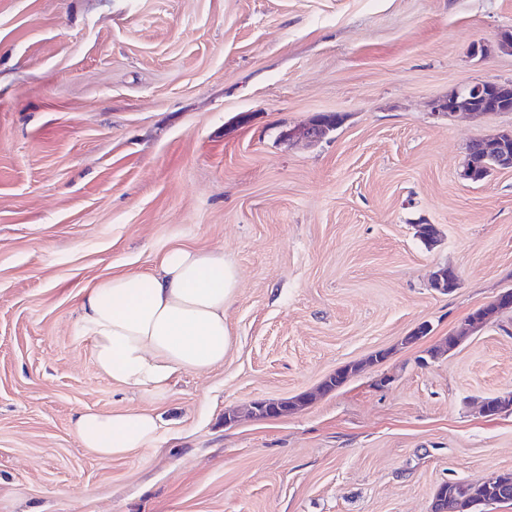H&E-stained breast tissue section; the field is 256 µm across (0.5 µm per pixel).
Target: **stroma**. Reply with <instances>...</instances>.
Here are the masks:
<instances>
[{"label": "stroma", "instance_id": "obj_1", "mask_svg": "<svg viewBox=\"0 0 512 512\" xmlns=\"http://www.w3.org/2000/svg\"><path fill=\"white\" fill-rule=\"evenodd\" d=\"M506 31L512 0H0V512H432L512 472V413L479 411L512 393V311L430 356L512 288V170L459 176L512 112L433 113L512 80ZM327 112L315 145L287 138ZM176 245L237 267L233 345L165 392L114 385L80 290ZM86 408L159 437L99 460Z\"/></svg>", "mask_w": 512, "mask_h": 512}]
</instances>
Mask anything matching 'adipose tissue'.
Wrapping results in <instances>:
<instances>
[{
	"label": "adipose tissue",
	"instance_id": "1",
	"mask_svg": "<svg viewBox=\"0 0 512 512\" xmlns=\"http://www.w3.org/2000/svg\"><path fill=\"white\" fill-rule=\"evenodd\" d=\"M239 272L218 250L175 246L152 271L122 272L85 288L78 321L99 372L132 391L160 393L176 374L222 364L232 346L224 318ZM73 434L100 460L152 445L160 422L148 411L75 413Z\"/></svg>",
	"mask_w": 512,
	"mask_h": 512
}]
</instances>
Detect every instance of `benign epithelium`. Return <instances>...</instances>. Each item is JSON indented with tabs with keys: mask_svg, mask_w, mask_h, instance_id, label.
Returning <instances> with one entry per match:
<instances>
[{
	"mask_svg": "<svg viewBox=\"0 0 512 512\" xmlns=\"http://www.w3.org/2000/svg\"><path fill=\"white\" fill-rule=\"evenodd\" d=\"M489 112H512V81H484L448 92L437 101L435 113L448 118L460 114H486ZM342 122V118L322 115L313 118L308 124L288 131V138L303 139L309 143L321 140L329 131ZM512 129L477 138L469 143L466 159L459 173L461 179L477 182L485 179L488 172L477 168L472 156L479 151L494 158V169L512 170ZM431 285L442 293L458 287L459 279L451 267L439 268L431 276ZM512 308V291L500 293L491 303L470 318L469 326L478 328L485 325L502 311ZM512 407V394L499 395L482 401L480 411L489 416L501 414Z\"/></svg>",
	"mask_w": 512,
	"mask_h": 512,
	"instance_id": "obj_1",
	"label": "benign epithelium"
}]
</instances>
